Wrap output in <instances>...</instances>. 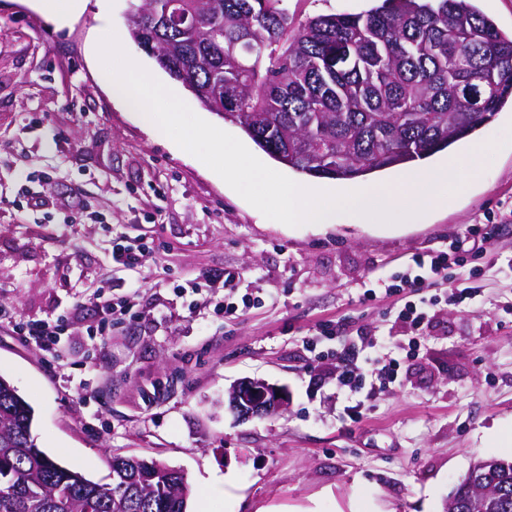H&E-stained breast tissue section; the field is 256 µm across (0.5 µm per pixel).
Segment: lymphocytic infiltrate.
Instances as JSON below:
<instances>
[{
	"mask_svg": "<svg viewBox=\"0 0 512 512\" xmlns=\"http://www.w3.org/2000/svg\"><path fill=\"white\" fill-rule=\"evenodd\" d=\"M492 234L487 225L475 224L464 237L449 242L446 249L414 254L401 271L384 282L382 288L364 289L361 304L369 305L378 296L395 298V320L408 339L388 356L377 358L369 371L357 365L358 352L349 346L338 351L340 369L336 389L347 399L357 400L367 384L392 387L398 384L399 370L405 361L418 358L422 331L444 303L464 307L475 298L480 274L477 260L486 258Z\"/></svg>",
	"mask_w": 512,
	"mask_h": 512,
	"instance_id": "f902f5d3",
	"label": "lymphocytic infiltrate"
}]
</instances>
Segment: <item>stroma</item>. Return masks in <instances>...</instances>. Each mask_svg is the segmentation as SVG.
I'll list each match as a JSON object with an SVG mask.
<instances>
[{
	"label": "stroma",
	"instance_id": "1",
	"mask_svg": "<svg viewBox=\"0 0 512 512\" xmlns=\"http://www.w3.org/2000/svg\"><path fill=\"white\" fill-rule=\"evenodd\" d=\"M125 8L87 0L61 24L37 0H0V375L33 408L38 447L98 483L113 454L163 462L185 473L189 512H443L475 461L512 458V222L493 229L471 308L435 315L401 387L375 391L360 421L336 358L303 341L330 320L346 345L363 330L401 343L393 299L361 305V285L512 210V145L463 166L453 202L397 224L274 223L114 98L89 53L111 30L196 115L243 135L133 42ZM116 239L144 248L122 279ZM223 269L260 298L235 319L214 310L224 290L207 277ZM142 276L164 285L95 337L99 296ZM19 318L62 320L59 351ZM246 378L285 389L287 411L239 420L227 396Z\"/></svg>",
	"mask_w": 512,
	"mask_h": 512
}]
</instances>
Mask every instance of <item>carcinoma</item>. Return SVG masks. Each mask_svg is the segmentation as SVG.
Returning a JSON list of instances; mask_svg holds the SVG:
<instances>
[{
    "mask_svg": "<svg viewBox=\"0 0 512 512\" xmlns=\"http://www.w3.org/2000/svg\"><path fill=\"white\" fill-rule=\"evenodd\" d=\"M129 32L205 108L316 178L422 160L512 102V33L475 0H374L295 20L286 0H127ZM482 88L480 102L464 95ZM33 411L0 375V512H187L190 486L145 458L100 484L36 444ZM454 512H512V460H479Z\"/></svg>",
    "mask_w": 512,
    "mask_h": 512,
    "instance_id": "cac0c4a2",
    "label": "carcinoma"
}]
</instances>
